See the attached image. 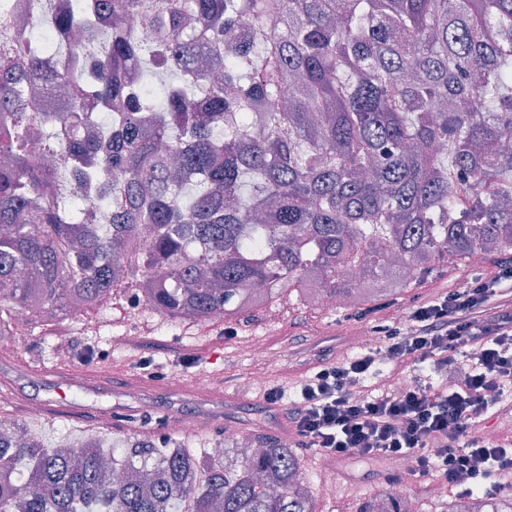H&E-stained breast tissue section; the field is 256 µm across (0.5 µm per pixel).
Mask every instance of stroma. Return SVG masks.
Instances as JSON below:
<instances>
[{
	"label": "stroma",
	"instance_id": "1",
	"mask_svg": "<svg viewBox=\"0 0 512 512\" xmlns=\"http://www.w3.org/2000/svg\"><path fill=\"white\" fill-rule=\"evenodd\" d=\"M497 269V262L486 260L413 282L393 301L374 305L369 315L356 308L322 312L294 292L230 320L173 321L146 306L132 304L122 305L117 311L94 312L88 319L46 317L0 335V393L14 397L6 415L38 435L48 448L63 438L81 442L96 431L114 438L146 433L158 442L186 439L191 447L199 448L227 427L284 441L288 433L265 402V387L291 388L306 371L335 362L340 356H354L348 340L359 328L393 324L396 316L404 315L412 305L459 287L475 276L492 277ZM257 337L266 343L268 356L248 350V343ZM60 342L70 349L69 361H59L54 355V347ZM31 363L58 371H105L112 379V391L97 396L53 391L27 376L26 367ZM199 375L209 378L211 389L224 393L222 406L207 407L193 399L180 401L164 389L168 379L186 380ZM136 387L143 390L138 400L128 395L129 389ZM138 401L143 402V410L134 422L121 426L77 411L81 405L122 410ZM47 402L56 407L55 415L43 413L30 418V408ZM187 418L194 426L186 436L178 424ZM298 456L317 512H358L364 500L383 488L379 480L382 466L349 460L345 467L359 480V492L349 495L341 488L325 489L321 474L333 468V461L312 450H299ZM397 477L418 499L422 512H448L454 492L436 477H416L403 471Z\"/></svg>",
	"mask_w": 512,
	"mask_h": 512
}]
</instances>
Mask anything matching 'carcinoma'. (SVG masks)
Instances as JSON below:
<instances>
[{"instance_id": "1", "label": "carcinoma", "mask_w": 512, "mask_h": 512, "mask_svg": "<svg viewBox=\"0 0 512 512\" xmlns=\"http://www.w3.org/2000/svg\"><path fill=\"white\" fill-rule=\"evenodd\" d=\"M0 15V335L124 283L173 318L512 261V0H36ZM112 108V145L92 105ZM106 216L79 204L88 189ZM0 422V512H316L296 453ZM157 461L152 482L141 468ZM359 512H405L379 495Z\"/></svg>"}]
</instances>
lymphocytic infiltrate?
<instances>
[{"instance_id": "lymphocytic-infiltrate-1", "label": "lymphocytic infiltrate", "mask_w": 512, "mask_h": 512, "mask_svg": "<svg viewBox=\"0 0 512 512\" xmlns=\"http://www.w3.org/2000/svg\"><path fill=\"white\" fill-rule=\"evenodd\" d=\"M364 352L324 365L295 385L287 405L296 447L331 460L407 459L462 492L497 491L512 479V432L485 437L489 408L512 414V263L412 306L400 326H382ZM447 385L412 376L423 363Z\"/></svg>"}]
</instances>
